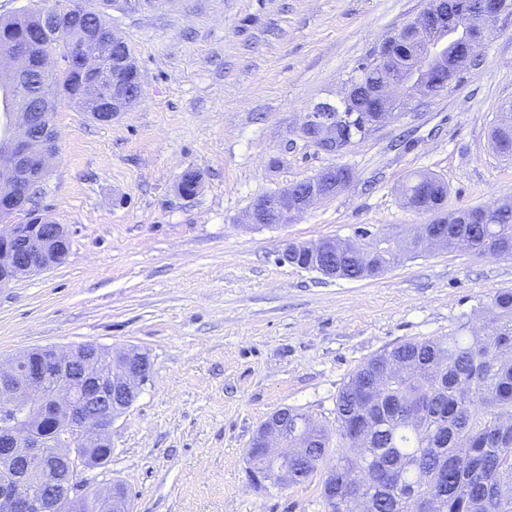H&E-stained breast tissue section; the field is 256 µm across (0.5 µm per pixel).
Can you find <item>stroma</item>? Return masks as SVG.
Here are the masks:
<instances>
[{
	"mask_svg": "<svg viewBox=\"0 0 512 512\" xmlns=\"http://www.w3.org/2000/svg\"><path fill=\"white\" fill-rule=\"evenodd\" d=\"M426 0H165L108 10L133 47L140 101L112 123L58 102L56 154L37 199L66 227V261L0 290V360L93 342L149 355L153 374L116 417L112 456L87 482L125 486L134 512H324L321 473L253 489L247 450L290 407L327 428L369 358L474 330L512 258L433 249L379 276L329 278L279 259L284 241L411 237L430 214L405 205L423 171L450 207L512 199V158L491 142L512 102V13L447 89L338 153L302 133L341 104L355 68ZM332 166L349 185L291 223L254 226L257 198ZM195 172L186 198L179 183Z\"/></svg>",
	"mask_w": 512,
	"mask_h": 512,
	"instance_id": "obj_1",
	"label": "stroma"
}]
</instances>
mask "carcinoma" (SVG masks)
Here are the masks:
<instances>
[{"label": "carcinoma", "instance_id": "cac0c4a2", "mask_svg": "<svg viewBox=\"0 0 512 512\" xmlns=\"http://www.w3.org/2000/svg\"><path fill=\"white\" fill-rule=\"evenodd\" d=\"M78 30L59 32L48 50L66 56L77 36L106 17L83 7ZM41 26L40 11L0 20V34L30 36ZM26 80L35 98L30 112H53L56 102L81 104L77 69L42 70L40 54L26 59ZM352 97L344 100L336 141L354 143L370 127L365 100L372 92L369 75L350 80ZM405 198L429 212L448 207V185L416 173L403 186ZM452 239L464 236L476 254L512 258V206L489 210L487 224H447ZM372 261L336 252V277H374L399 257L391 239L371 236ZM512 289L496 293L485 309L484 327L471 336H438L404 342L369 359L349 377L336 396L334 431L306 413L288 409V428L305 433L293 461L304 482L329 454L327 472L336 473V499L323 498L324 512H347L350 500L365 497L374 512H512Z\"/></svg>", "mask_w": 512, "mask_h": 512}]
</instances>
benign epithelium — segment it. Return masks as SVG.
Returning <instances> with one entry per match:
<instances>
[{
  "label": "benign epithelium",
  "mask_w": 512,
  "mask_h": 512,
  "mask_svg": "<svg viewBox=\"0 0 512 512\" xmlns=\"http://www.w3.org/2000/svg\"><path fill=\"white\" fill-rule=\"evenodd\" d=\"M439 2L427 0L426 8L413 19V29L393 36V41L406 46L423 42L422 63L401 65L389 55L386 44L374 48L371 68L381 77L377 98L382 109L373 124L396 119L402 110L424 104L455 79L457 70L448 66L445 53L448 36L460 39L465 57L474 61L497 17L506 10L512 12V0H479L475 21L471 22L466 11L448 17L441 12ZM154 4L155 0H117L114 7L139 13ZM79 22L80 15L73 12L69 3L55 0L42 12V39L48 43L61 29ZM119 38L117 32L102 25L67 57L50 53L42 59L47 70L74 64L86 70L93 62L112 68L108 90L90 89L83 95L91 114L102 124L111 123L137 103L120 78L126 61L114 50ZM29 48L25 41H10L0 51L17 63L7 76L0 78V85L15 88L18 97L26 93L18 85V73ZM4 117L8 135L0 139V182L6 179L8 183L5 190H0V288L17 278L62 264L70 249L63 225L28 208L30 193L40 187L55 154L53 120L43 114L41 130L34 134L30 131L31 113L17 109L4 113ZM339 119L333 111L313 113L306 128L324 131ZM329 174L328 170L316 174L310 193L304 196L291 186L270 199L255 202L249 223L268 226L292 222L296 214L325 199L322 187L339 191L345 187L330 179ZM24 210L25 220L8 223ZM46 354L53 381L29 351L6 364L0 362V469L10 473L0 482V512H83L94 497L112 512H132V499L122 487L114 484L96 488L77 476L112 456V422L137 400L141 386L153 371V363L147 355L134 350L107 355L103 347L94 343L67 350L49 348ZM255 441L254 456L264 465L248 467L251 485L263 490L293 481L288 459L299 449L288 447L279 413L261 425ZM94 448L105 450L106 455H92Z\"/></svg>",
  "instance_id": "obj_1"
}]
</instances>
